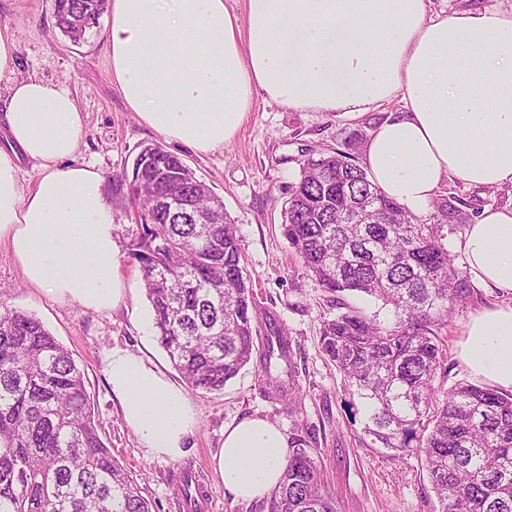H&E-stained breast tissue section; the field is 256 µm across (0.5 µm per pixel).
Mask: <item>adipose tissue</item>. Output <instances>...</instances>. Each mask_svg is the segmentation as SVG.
<instances>
[{
  "label": "adipose tissue",
  "mask_w": 512,
  "mask_h": 512,
  "mask_svg": "<svg viewBox=\"0 0 512 512\" xmlns=\"http://www.w3.org/2000/svg\"><path fill=\"white\" fill-rule=\"evenodd\" d=\"M112 79L131 111L168 140L207 153L239 130L255 98L316 112H365L400 99L364 146L369 179L407 211L426 212L447 179L512 184V11L427 14V0H112ZM0 33V76L15 71ZM0 148V243L27 282L103 310L123 297L120 251L101 172L74 164L81 113L62 87L14 78ZM38 162L22 189L19 161ZM471 283L512 296V205L485 208L458 242ZM461 358L512 390V305L472 315ZM106 374L148 455L175 460L196 423L183 391L143 358L113 349ZM277 426L225 429L214 457L226 491L266 496L287 463Z\"/></svg>",
  "instance_id": "obj_1"
}]
</instances>
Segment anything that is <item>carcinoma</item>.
Masks as SVG:
<instances>
[{
    "label": "carcinoma",
    "instance_id": "cac0c4a2",
    "mask_svg": "<svg viewBox=\"0 0 512 512\" xmlns=\"http://www.w3.org/2000/svg\"><path fill=\"white\" fill-rule=\"evenodd\" d=\"M107 4L54 0L55 25L77 42ZM362 148L355 139L307 159L282 210L284 236L322 288L363 294L392 313L381 323L347 307L323 322L322 353L357 397L348 407L362 440L391 457L420 455L440 512H512V391L436 386L447 372L440 331L471 295L442 230L473 214L440 198L435 223H418L370 182L355 160ZM113 185L115 207L133 208L142 226L129 255L156 340L186 384L221 391L257 353L268 393L297 413L290 338L256 302L220 197L154 143ZM290 445L278 487L255 512H337L317 442L298 433ZM0 512H153L102 441L71 354L38 318L2 305Z\"/></svg>",
    "mask_w": 512,
    "mask_h": 512
}]
</instances>
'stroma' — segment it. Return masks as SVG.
Returning <instances> with one entry per match:
<instances>
[{
  "label": "stroma",
  "mask_w": 512,
  "mask_h": 512,
  "mask_svg": "<svg viewBox=\"0 0 512 512\" xmlns=\"http://www.w3.org/2000/svg\"><path fill=\"white\" fill-rule=\"evenodd\" d=\"M0 31L16 45L17 77L57 84L75 98L83 118L76 164L95 167L108 176L130 168L142 145L159 143L222 198L256 298L291 339V359L302 395L299 419L289 417L283 404L266 393L257 366L251 363L223 392L187 389L196 425L185 454L176 460L152 458L123 420L104 370L106 355L119 347L141 355L174 385L183 383L156 341L141 273L127 253L129 242L141 231L140 224L123 212L113 214L124 296L110 310L88 308L29 285L9 247L0 245V304L37 317L84 370L101 437L136 479L155 512H187L174 489L188 474L203 485L211 502L200 512H250L251 502L225 491L213 457L224 443L225 428L254 417L275 423L288 437L293 436L297 421L316 435L318 456L336 492L338 512H438L417 455L393 459L359 443L358 428L348 415L344 381L319 344L323 321L337 309L281 230L282 207L305 161L345 148L355 135L370 133L391 113L402 111V102L394 99L374 110L350 114L289 109L258 98L232 140L201 153L167 141L130 111L112 80L105 27L91 29L75 43L56 28L53 0H0ZM440 195L481 210L512 204V185L480 188L454 179ZM499 301L497 294L476 288L469 301L456 308L443 330L448 368L444 386L472 381L460 357L463 333L472 314Z\"/></svg>",
  "instance_id": "stroma-1"
}]
</instances>
